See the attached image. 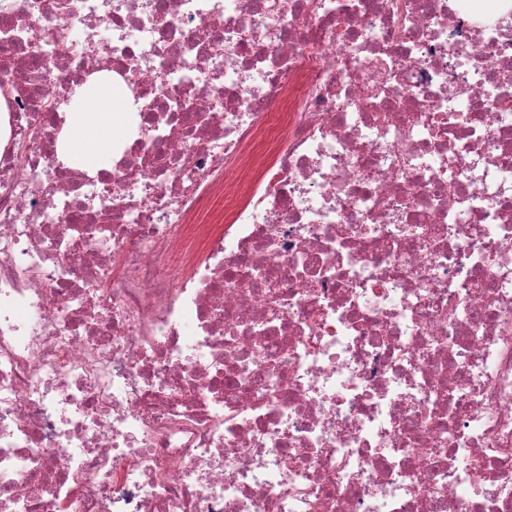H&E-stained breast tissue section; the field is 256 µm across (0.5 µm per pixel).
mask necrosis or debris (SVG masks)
<instances>
[{
	"mask_svg": "<svg viewBox=\"0 0 512 512\" xmlns=\"http://www.w3.org/2000/svg\"><path fill=\"white\" fill-rule=\"evenodd\" d=\"M61 3L0 0V512H512V0ZM128 102L108 77L87 81L78 89L66 131L58 149L65 163L79 168L107 169L112 137L127 121Z\"/></svg>",
	"mask_w": 512,
	"mask_h": 512,
	"instance_id": "obj_1",
	"label": "necrosis or debris"
}]
</instances>
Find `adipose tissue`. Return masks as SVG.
<instances>
[{
    "label": "adipose tissue",
    "instance_id": "adipose-tissue-1",
    "mask_svg": "<svg viewBox=\"0 0 512 512\" xmlns=\"http://www.w3.org/2000/svg\"><path fill=\"white\" fill-rule=\"evenodd\" d=\"M128 102L108 77L86 82L70 112V122L58 141L65 163L79 168H109L112 138L127 121Z\"/></svg>",
    "mask_w": 512,
    "mask_h": 512
}]
</instances>
